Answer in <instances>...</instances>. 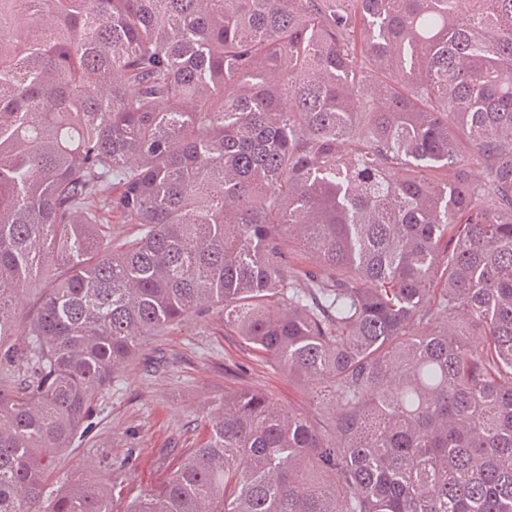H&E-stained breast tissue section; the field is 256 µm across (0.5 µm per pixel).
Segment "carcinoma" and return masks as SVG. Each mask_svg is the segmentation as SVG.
Masks as SVG:
<instances>
[{"instance_id": "1", "label": "carcinoma", "mask_w": 512, "mask_h": 512, "mask_svg": "<svg viewBox=\"0 0 512 512\" xmlns=\"http://www.w3.org/2000/svg\"><path fill=\"white\" fill-rule=\"evenodd\" d=\"M214 307L333 420L228 393L126 512H512V0H0V512H112L52 451ZM53 271H47L44 277L36 283V285H32L27 296V305L23 311L19 313L17 316V330L18 335H22L24 329L34 312V308L37 304V300L39 299L42 289L45 287L47 282L50 280Z\"/></svg>"}]
</instances>
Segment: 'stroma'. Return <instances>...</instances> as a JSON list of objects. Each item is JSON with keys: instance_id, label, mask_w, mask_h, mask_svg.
<instances>
[{"instance_id": "obj_1", "label": "stroma", "mask_w": 512, "mask_h": 512, "mask_svg": "<svg viewBox=\"0 0 512 512\" xmlns=\"http://www.w3.org/2000/svg\"><path fill=\"white\" fill-rule=\"evenodd\" d=\"M241 388L265 392L313 420L328 416L306 386L226 327L221 310H202L150 338L113 378L93 405L84 436L55 453L50 488L108 480L124 464L129 472L112 510L125 512L133 494L157 484L204 441L219 401Z\"/></svg>"}]
</instances>
